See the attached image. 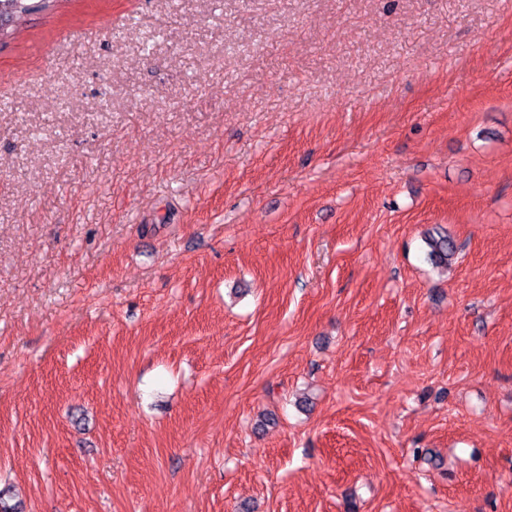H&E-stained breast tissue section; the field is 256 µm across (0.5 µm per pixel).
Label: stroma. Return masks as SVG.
<instances>
[{
    "label": "stroma",
    "mask_w": 512,
    "mask_h": 512,
    "mask_svg": "<svg viewBox=\"0 0 512 512\" xmlns=\"http://www.w3.org/2000/svg\"><path fill=\"white\" fill-rule=\"evenodd\" d=\"M0 99L15 512H512V0H58ZM425 244L428 248L427 257L435 266H448V260L456 252V246L448 234L437 232L436 235H429L425 238Z\"/></svg>",
    "instance_id": "1"
}]
</instances>
